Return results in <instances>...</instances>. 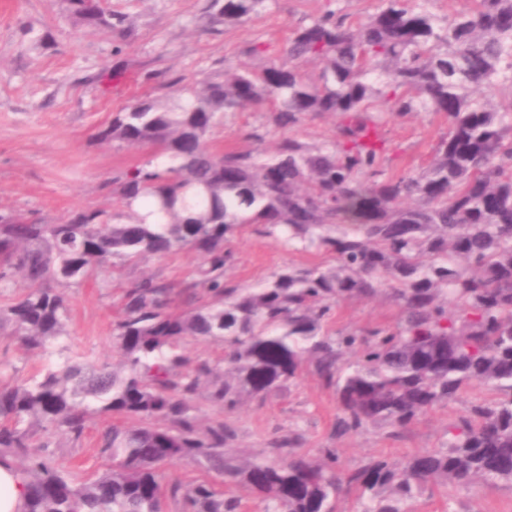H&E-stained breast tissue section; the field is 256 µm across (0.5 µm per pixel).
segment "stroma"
Here are the masks:
<instances>
[{
  "instance_id": "1",
  "label": "stroma",
  "mask_w": 512,
  "mask_h": 512,
  "mask_svg": "<svg viewBox=\"0 0 512 512\" xmlns=\"http://www.w3.org/2000/svg\"><path fill=\"white\" fill-rule=\"evenodd\" d=\"M210 0H109L125 17L117 35L76 25L66 0H0V211L47 223L80 207L115 205L112 179L140 160V153L101 142L98 130L113 112L145 95L171 92L174 78L196 81L220 77L225 63L258 66L248 55L251 44H267L281 55L293 28L321 13L326 0H266L261 12L239 25L218 22ZM272 150L282 138L269 113L248 109L230 115L211 135L224 147H250L253 133ZM443 129L436 116L423 113L390 122L384 136L392 167L425 165ZM233 255L227 271L243 287H254L288 265L315 262L316 257L280 241L244 229L227 244ZM202 256L194 250L150 258L123 276L145 273L179 285L189 278ZM69 335L52 345V357L80 355L116 364L120 354L112 340V321L120 304L118 283H94L67 292ZM398 310L384 294L337 304L329 332L388 325ZM48 357L25 350L13 337H0V375L23 382ZM494 389L474 385L448 405L429 411L397 434L371 426L342 438L332 437L336 394L311 373L283 393L264 402L250 401L225 419L237 431L235 450L249 458L274 460L271 443L294 431L299 450L317 456L335 449L342 463L356 468L381 457L400 459L442 445L449 427L479 399L494 398ZM96 419L82 445L63 435L52 439L56 466L77 476L104 472L108 464L96 455L99 432L110 426ZM410 512H512V483H476L450 495L421 496Z\"/></svg>"
}]
</instances>
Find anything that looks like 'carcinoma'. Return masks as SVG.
Listing matches in <instances>:
<instances>
[{"label": "carcinoma", "instance_id": "1", "mask_svg": "<svg viewBox=\"0 0 512 512\" xmlns=\"http://www.w3.org/2000/svg\"><path fill=\"white\" fill-rule=\"evenodd\" d=\"M333 1L291 30L282 56L253 45L249 55L266 57L256 68L227 64L218 79L112 113L99 139L149 150L112 179L119 208L54 223L0 213V335L28 350L46 353L68 335V289L149 257L203 254L177 293L157 276L127 281L112 323L118 365L66 357L0 388V464L25 480L24 512H163L167 501L243 512L240 497L204 477L165 480L174 459L248 489L258 512H335L345 487L358 491L354 512H406L435 486L512 482V94L497 105L478 96L512 88V0L455 13L438 12L437 0H372L355 20ZM265 2L211 7L235 25ZM68 3L76 23L124 32L106 5ZM251 107L281 129L333 114L336 137L290 135L271 154L209 142L227 114ZM420 112L445 127L431 159L389 171L383 128ZM245 225L328 261L242 288L226 277V243ZM382 292L398 308L394 324L324 331L337 302ZM189 340L219 343L224 356L193 365ZM306 366L336 392L337 437L369 425L398 433L473 384L503 396L473 404L438 448L346 471L334 448L298 453L294 432L273 443L277 461L241 460L226 451L235 429L198 415L201 394L231 412L283 392ZM104 415L116 423L98 455L112 467L66 476L53 434L80 444Z\"/></svg>", "mask_w": 512, "mask_h": 512}]
</instances>
